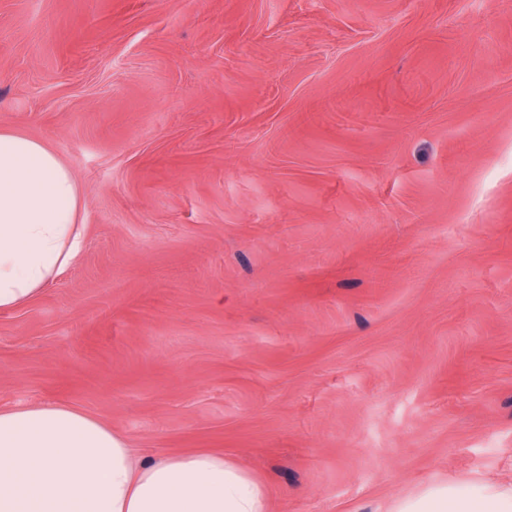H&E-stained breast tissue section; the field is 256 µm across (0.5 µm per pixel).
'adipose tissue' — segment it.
<instances>
[{"instance_id": "1", "label": "adipose tissue", "mask_w": 512, "mask_h": 512, "mask_svg": "<svg viewBox=\"0 0 512 512\" xmlns=\"http://www.w3.org/2000/svg\"><path fill=\"white\" fill-rule=\"evenodd\" d=\"M79 186L45 141L0 129V311L41 294L78 259ZM264 486L213 452L138 459L74 407L0 409V512H268Z\"/></svg>"}]
</instances>
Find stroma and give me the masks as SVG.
Here are the masks:
<instances>
[{
    "mask_svg": "<svg viewBox=\"0 0 512 512\" xmlns=\"http://www.w3.org/2000/svg\"><path fill=\"white\" fill-rule=\"evenodd\" d=\"M0 128L88 226L0 313L1 408L270 512L512 493V0H0Z\"/></svg>",
    "mask_w": 512,
    "mask_h": 512,
    "instance_id": "obj_1",
    "label": "stroma"
}]
</instances>
